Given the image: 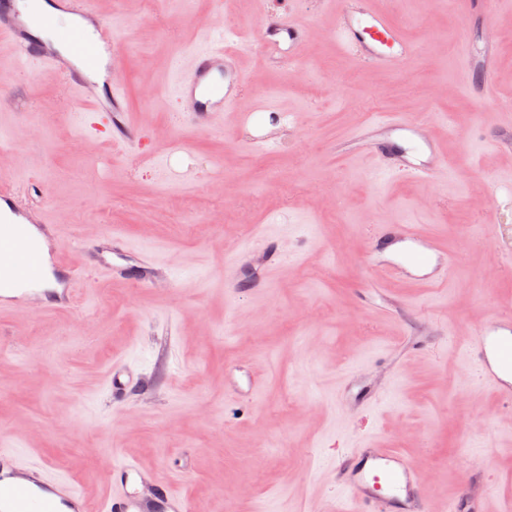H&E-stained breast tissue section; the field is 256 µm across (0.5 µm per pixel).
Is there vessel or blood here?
Listing matches in <instances>:
<instances>
[{
	"label": "vessel or blood",
	"mask_w": 512,
	"mask_h": 512,
	"mask_svg": "<svg viewBox=\"0 0 512 512\" xmlns=\"http://www.w3.org/2000/svg\"><path fill=\"white\" fill-rule=\"evenodd\" d=\"M96 3L50 0L45 10L40 0H0V38L8 40L18 57L34 68L54 69L63 91L88 116L107 114L102 129L107 140L136 148L145 134L132 121L125 92L116 81L122 66L119 30ZM59 14L69 18L72 26L60 38L59 48L51 49L44 34L52 30ZM335 32L343 51L373 69L400 70L418 50L406 28L378 7L377 0H340ZM491 32L488 26L479 32L464 29L458 47L461 66L468 76L477 78L476 95L512 109V99L500 97L496 89V42ZM260 37L271 60L293 64L302 58L308 29L283 9L266 15ZM238 66L236 53L220 42L194 52L188 72L176 84L177 129L208 127L222 113L234 110L240 111L244 122H255L263 105L239 109L236 86L224 80ZM425 127V121L390 112L352 132L350 140L369 145L372 164L380 171L430 184L443 160L432 144L414 145ZM41 192L38 183L0 188V309L67 311L79 301L80 264L64 261L71 244L61 225L49 223L37 209L34 200ZM397 243L406 248L397 265L399 274L427 267L431 286L447 284L457 256L441 253L437 238L421 235L412 224H389L372 233L369 245L378 252ZM74 245L82 252L84 264L94 267L102 278H121L122 267L116 259L130 249L121 233L111 231L96 241ZM466 354L485 388L512 396V313H493L469 336ZM224 385L236 396H254L260 389L256 378L233 373L226 374ZM334 473L337 486L350 493L353 512H431L424 494V471L398 449L344 451L336 456ZM109 482L113 491L99 504V512H191L185 494L165 479L147 476L135 460L125 458L113 464ZM0 512H89V503L80 493L49 480L41 469L20 467L15 449L4 446L0 448Z\"/></svg>",
	"instance_id": "vessel-or-blood-1"
}]
</instances>
